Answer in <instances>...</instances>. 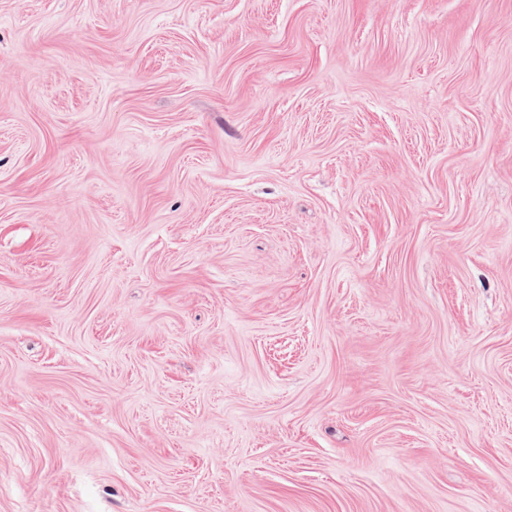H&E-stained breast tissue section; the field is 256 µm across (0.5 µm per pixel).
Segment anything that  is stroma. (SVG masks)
Returning a JSON list of instances; mask_svg holds the SVG:
<instances>
[{
    "instance_id": "obj_1",
    "label": "stroma",
    "mask_w": 512,
    "mask_h": 512,
    "mask_svg": "<svg viewBox=\"0 0 512 512\" xmlns=\"http://www.w3.org/2000/svg\"><path fill=\"white\" fill-rule=\"evenodd\" d=\"M0 512H512V0H0Z\"/></svg>"
}]
</instances>
